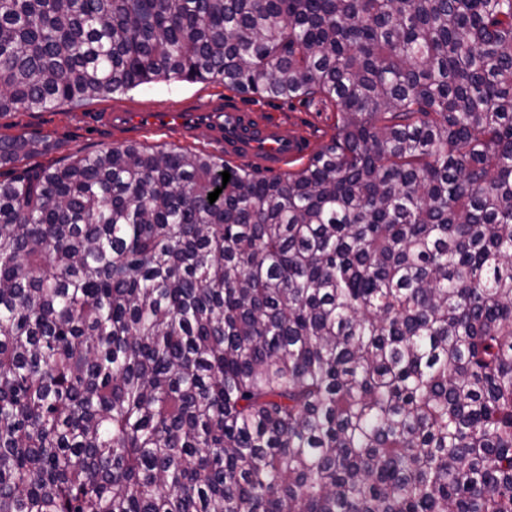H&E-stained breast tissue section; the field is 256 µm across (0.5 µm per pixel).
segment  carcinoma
Instances as JSON below:
<instances>
[{
    "mask_svg": "<svg viewBox=\"0 0 512 512\" xmlns=\"http://www.w3.org/2000/svg\"><path fill=\"white\" fill-rule=\"evenodd\" d=\"M171 79L336 134L0 136V512H512V0H0V115Z\"/></svg>",
    "mask_w": 512,
    "mask_h": 512,
    "instance_id": "carcinoma-1",
    "label": "carcinoma"
}]
</instances>
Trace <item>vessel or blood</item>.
Returning <instances> with one entry per match:
<instances>
[{"label":"vessel or blood","instance_id":"vessel-or-blood-1","mask_svg":"<svg viewBox=\"0 0 512 512\" xmlns=\"http://www.w3.org/2000/svg\"><path fill=\"white\" fill-rule=\"evenodd\" d=\"M91 123L111 129L114 136L138 142L146 135L164 133L192 141L198 130H207L209 144L227 161H249L262 169L284 172L310 153L307 140L288 136L284 120L241 105L237 97L213 94L168 108H152L123 101L94 113Z\"/></svg>","mask_w":512,"mask_h":512}]
</instances>
